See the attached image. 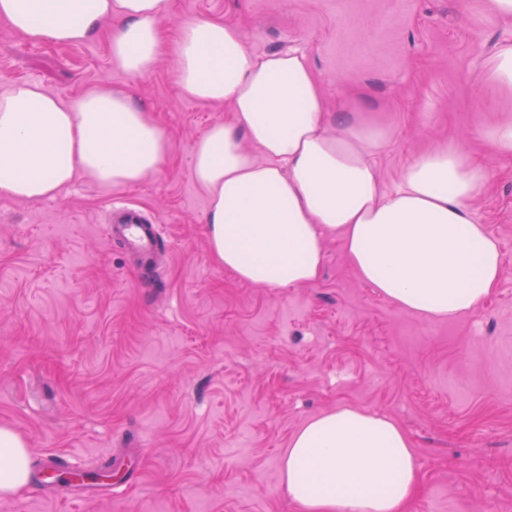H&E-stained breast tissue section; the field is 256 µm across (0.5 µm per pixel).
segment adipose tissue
<instances>
[{"label": "adipose tissue", "mask_w": 512, "mask_h": 512, "mask_svg": "<svg viewBox=\"0 0 512 512\" xmlns=\"http://www.w3.org/2000/svg\"><path fill=\"white\" fill-rule=\"evenodd\" d=\"M171 11L172 0H0V20L40 44L80 43L111 22V61L129 77L167 52L182 94L230 104L232 122L194 142L192 174L208 196L211 254L238 280L314 283L335 234L359 279L423 320L473 311L491 294L503 266L472 215L485 188L472 157L441 144L383 188V128L352 108L329 111L305 52H256L238 27L207 18L182 23L167 44L160 22ZM171 152L128 92L100 85L64 98L25 82L0 94L1 194L53 199L79 176L132 186ZM27 457L23 439L0 427L1 495L26 483ZM280 481L302 512H400L419 474L396 420L339 407L295 433Z\"/></svg>", "instance_id": "1"}]
</instances>
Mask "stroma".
<instances>
[{
  "label": "stroma",
  "mask_w": 512,
  "mask_h": 512,
  "mask_svg": "<svg viewBox=\"0 0 512 512\" xmlns=\"http://www.w3.org/2000/svg\"><path fill=\"white\" fill-rule=\"evenodd\" d=\"M483 0H174L173 35L197 18L239 27L257 52L306 53L329 107L359 100L388 129L389 188L414 156L458 145L486 172L471 208L503 275L474 311L423 321L364 284L341 241L320 279L238 281L212 258L191 148L229 104L181 94L169 59L134 80L113 66L109 23L80 44H35L0 22V93L34 82L61 97L103 83L131 93L173 152L134 186L80 178L57 198L0 195V426L48 457L110 473L0 495V512H301L281 460L311 417L338 407L398 421L420 486L402 512H512V153L483 128L512 111L484 80L512 22ZM127 203L162 226L157 270L109 239ZM118 494L105 496V485Z\"/></svg>",
  "instance_id": "1"
}]
</instances>
